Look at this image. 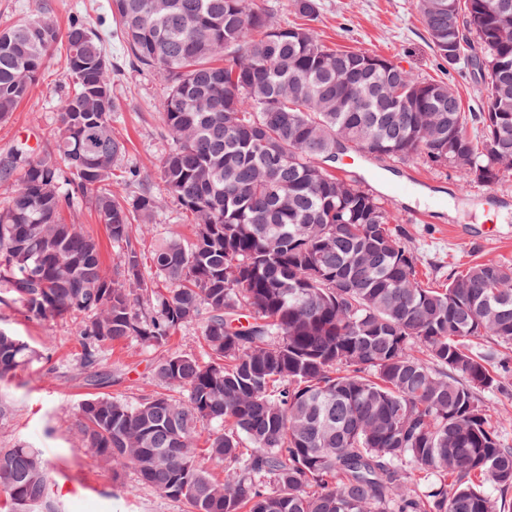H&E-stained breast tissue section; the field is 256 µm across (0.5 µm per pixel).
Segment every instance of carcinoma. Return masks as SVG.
Instances as JSON below:
<instances>
[{
  "mask_svg": "<svg viewBox=\"0 0 512 512\" xmlns=\"http://www.w3.org/2000/svg\"><path fill=\"white\" fill-rule=\"evenodd\" d=\"M490 2L417 0L439 55L486 84L467 115L448 84L330 49L254 0H110L129 64L168 83L162 194L112 191L124 145L104 34L60 27L48 0L0 29L1 122L59 46L73 85L52 143L0 155V282L29 318L77 322L86 368L103 346L162 349L192 323L209 352L164 355L136 404H81L77 439L113 474L189 512H501L489 488H512V447L478 393L508 373L484 342L512 344V267L425 282L397 215L332 171L341 154L417 157L485 186L512 171V10L495 18ZM87 197L122 249L113 271L63 218ZM170 200L194 238L172 232L146 266L136 241ZM33 356L0 330V384ZM51 494L37 451L0 448L11 512H55Z\"/></svg>",
  "mask_w": 512,
  "mask_h": 512,
  "instance_id": "cac0c4a2",
  "label": "carcinoma"
}]
</instances>
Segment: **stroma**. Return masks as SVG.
<instances>
[{
  "instance_id": "35a3bbf8",
  "label": "stroma",
  "mask_w": 512,
  "mask_h": 512,
  "mask_svg": "<svg viewBox=\"0 0 512 512\" xmlns=\"http://www.w3.org/2000/svg\"><path fill=\"white\" fill-rule=\"evenodd\" d=\"M315 16L296 14L292 0H258L274 21L315 29L328 46L366 49L399 62L423 80L447 82L462 108L477 111L486 95L472 71L448 65L428 39L415 0H317ZM65 53L56 51L30 97L0 123V152L24 143L42 149L57 125V104L68 84ZM118 108L112 132L125 146L116 176L137 168L161 191L157 165L170 148L157 104L167 84L152 70H125L113 84ZM336 172L361 180L388 203L407 231L423 279L442 281L451 268L495 259L512 264V177L492 186L465 185L453 169H437L414 158L399 163L353 157L336 163ZM192 236V221L168 202L139 239L151 252L172 231ZM0 329L20 336L34 350L33 360L8 384L0 399L11 411L0 419V447L22 443L38 449L49 463L53 484L72 481L76 496L54 495L57 512H187L181 502L139 482L133 471L113 476L86 449L76 447L74 425L79 405L93 395L135 404L152 395V370L161 353L130 338L104 348L95 370L83 368L82 346L72 321L40 323L0 286Z\"/></svg>"
}]
</instances>
